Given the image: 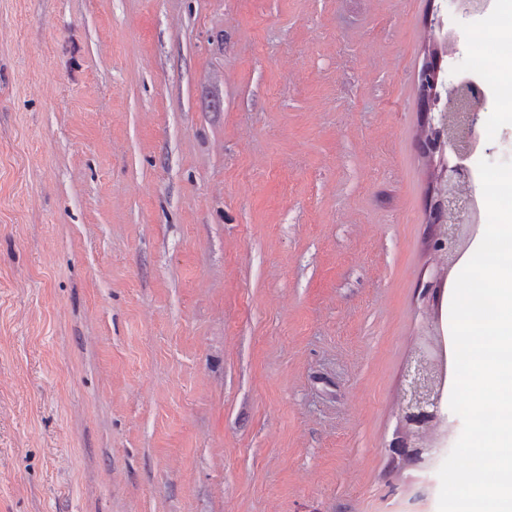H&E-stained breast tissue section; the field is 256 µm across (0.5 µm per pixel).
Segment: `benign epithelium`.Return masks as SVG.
Masks as SVG:
<instances>
[{"instance_id": "benign-epithelium-1", "label": "benign epithelium", "mask_w": 512, "mask_h": 512, "mask_svg": "<svg viewBox=\"0 0 512 512\" xmlns=\"http://www.w3.org/2000/svg\"><path fill=\"white\" fill-rule=\"evenodd\" d=\"M431 44L426 63L416 76V91L425 112L423 133L434 139L426 157L434 170V182L426 202L433 224L431 247L440 256L443 272L450 271L464 254L478 226V205L471 196H463L458 186L471 179L465 164L480 145V109L466 104L472 78L448 77L440 56V46L460 37L457 28L436 15L430 19ZM437 326L427 322L415 340V360L409 363L399 421L389 443L390 455L413 457L428 462L439 443L432 433L448 432V417L441 404L445 380V352L437 339Z\"/></svg>"}]
</instances>
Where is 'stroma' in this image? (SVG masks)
<instances>
[{"instance_id":"1","label":"stroma","mask_w":512,"mask_h":512,"mask_svg":"<svg viewBox=\"0 0 512 512\" xmlns=\"http://www.w3.org/2000/svg\"><path fill=\"white\" fill-rule=\"evenodd\" d=\"M434 0H0V512H438ZM436 336L440 333L433 322L422 325L416 336V357L408 366L398 425L388 445L394 458L411 456L427 463L439 448L431 434L437 429L448 432V417L441 404L445 352Z\"/></svg>"}]
</instances>
